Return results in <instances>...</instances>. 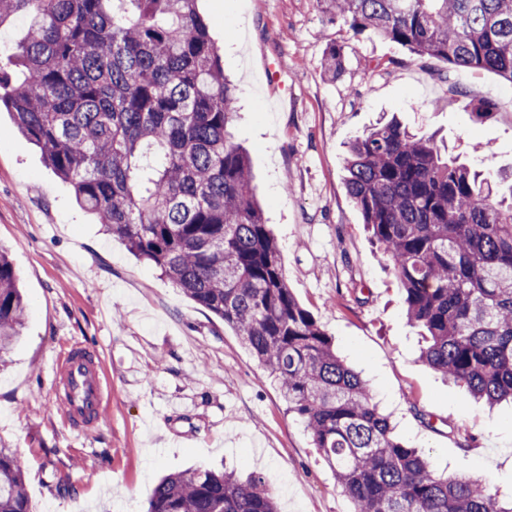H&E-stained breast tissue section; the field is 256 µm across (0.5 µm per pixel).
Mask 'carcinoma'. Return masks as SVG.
I'll list each match as a JSON object with an SVG mask.
<instances>
[{"label": "carcinoma", "mask_w": 512, "mask_h": 512, "mask_svg": "<svg viewBox=\"0 0 512 512\" xmlns=\"http://www.w3.org/2000/svg\"><path fill=\"white\" fill-rule=\"evenodd\" d=\"M198 0H0L26 33L0 107L78 205L173 286L236 329L277 381L354 512H512L473 476L436 474L393 435L369 384L294 298L229 131L237 93ZM358 34L512 83V0H317ZM343 55L332 46L324 73ZM348 194L422 329L420 359L489 405L512 402V185L445 158L395 119L355 137ZM27 307L0 250V362ZM0 512H31L25 464L0 448ZM146 512H278L263 477L192 469Z\"/></svg>", "instance_id": "obj_1"}]
</instances>
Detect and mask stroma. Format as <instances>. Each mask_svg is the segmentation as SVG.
Returning <instances> with one entry per match:
<instances>
[{"label": "stroma", "instance_id": "obj_1", "mask_svg": "<svg viewBox=\"0 0 512 512\" xmlns=\"http://www.w3.org/2000/svg\"><path fill=\"white\" fill-rule=\"evenodd\" d=\"M239 92L231 132L279 244L288 286L369 381L396 437L441 473L486 480L512 500V405L465 396L420 359L422 338L345 186L350 140L380 118L435 135L496 178L512 167V83L330 20L316 0H199ZM338 46L344 70L323 74ZM280 69L286 88L267 80ZM464 91L449 97V82ZM489 116L475 114L478 103ZM495 159L484 167L481 158ZM0 248L27 303L0 369V447L26 466L33 512H145L166 473L224 467L265 477L280 512H353L310 432L236 332L138 260L77 206L71 187L0 112ZM92 345L109 402L70 427L56 402L59 359Z\"/></svg>", "mask_w": 512, "mask_h": 512}]
</instances>
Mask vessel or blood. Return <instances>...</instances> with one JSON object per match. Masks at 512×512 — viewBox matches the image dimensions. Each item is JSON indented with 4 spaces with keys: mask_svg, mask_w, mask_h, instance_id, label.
Instances as JSON below:
<instances>
[{
    "mask_svg": "<svg viewBox=\"0 0 512 512\" xmlns=\"http://www.w3.org/2000/svg\"><path fill=\"white\" fill-rule=\"evenodd\" d=\"M57 403L75 428L91 426L105 410L101 365L93 350L80 347L65 357L57 371Z\"/></svg>",
    "mask_w": 512,
    "mask_h": 512,
    "instance_id": "vessel-or-blood-1",
    "label": "vessel or blood"
}]
</instances>
